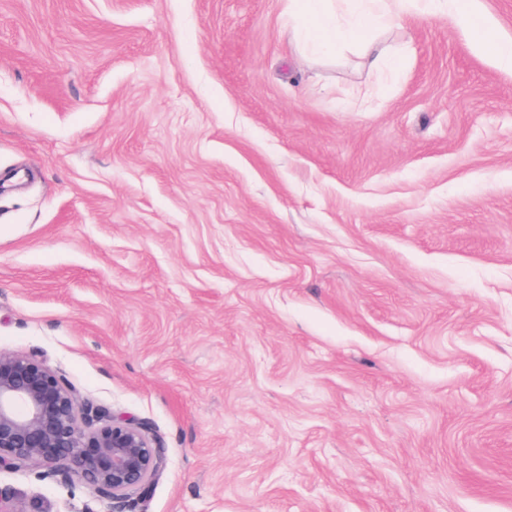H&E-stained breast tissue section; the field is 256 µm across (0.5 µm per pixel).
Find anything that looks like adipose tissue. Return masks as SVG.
I'll use <instances>...</instances> for the list:
<instances>
[{
	"mask_svg": "<svg viewBox=\"0 0 512 512\" xmlns=\"http://www.w3.org/2000/svg\"><path fill=\"white\" fill-rule=\"evenodd\" d=\"M287 0L288 19L298 55L328 53L362 43L370 68L377 75L397 76L394 55L379 35L409 20L453 13V0Z\"/></svg>",
	"mask_w": 512,
	"mask_h": 512,
	"instance_id": "ef3b65f1",
	"label": "adipose tissue"
}]
</instances>
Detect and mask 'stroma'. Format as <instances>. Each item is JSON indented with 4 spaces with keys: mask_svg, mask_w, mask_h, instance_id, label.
I'll return each mask as SVG.
<instances>
[{
    "mask_svg": "<svg viewBox=\"0 0 512 512\" xmlns=\"http://www.w3.org/2000/svg\"><path fill=\"white\" fill-rule=\"evenodd\" d=\"M512 0L298 58L284 0H0V352L147 424L146 494L512 512ZM376 109L362 111L365 90ZM479 44L485 48L495 50V58L498 63L505 68H512V48L503 45L493 28L487 27L481 30L479 34ZM363 53L370 68L380 77L387 73L397 77L399 70L393 65L394 55L389 45L377 38L366 42L363 46Z\"/></svg>",
    "mask_w": 512,
    "mask_h": 512,
    "instance_id": "obj_1",
    "label": "stroma"
}]
</instances>
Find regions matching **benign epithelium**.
<instances>
[{"mask_svg": "<svg viewBox=\"0 0 512 512\" xmlns=\"http://www.w3.org/2000/svg\"><path fill=\"white\" fill-rule=\"evenodd\" d=\"M32 464L43 480H77L114 502L149 488L163 452L145 424L80 404L38 356L0 352V471Z\"/></svg>", "mask_w": 512, "mask_h": 512, "instance_id": "benign-epithelium-1", "label": "benign epithelium"}]
</instances>
